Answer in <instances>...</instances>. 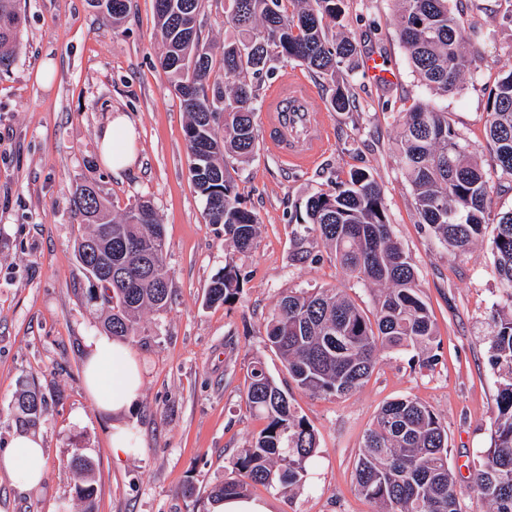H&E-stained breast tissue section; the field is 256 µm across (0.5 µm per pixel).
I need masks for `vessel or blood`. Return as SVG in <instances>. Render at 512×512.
<instances>
[{"label":"vessel or blood","mask_w":512,"mask_h":512,"mask_svg":"<svg viewBox=\"0 0 512 512\" xmlns=\"http://www.w3.org/2000/svg\"><path fill=\"white\" fill-rule=\"evenodd\" d=\"M315 94L307 77L291 71L278 80L262 105L267 148L285 167L313 166L328 142L330 127L312 105Z\"/></svg>","instance_id":"vessel-or-blood-1"}]
</instances>
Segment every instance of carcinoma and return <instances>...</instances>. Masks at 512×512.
<instances>
[{
  "label": "carcinoma",
  "mask_w": 512,
  "mask_h": 512,
  "mask_svg": "<svg viewBox=\"0 0 512 512\" xmlns=\"http://www.w3.org/2000/svg\"><path fill=\"white\" fill-rule=\"evenodd\" d=\"M103 17L120 22L128 0H89ZM305 7L289 10L288 5ZM396 30L413 72L438 94L455 91L472 66L469 46L483 36L474 24L464 38L448 0H394ZM345 0H226L227 22L240 38L224 42L220 56L202 44L198 18L205 0H154L155 24L167 72L187 114L185 135L190 174L210 224L224 225V239L246 255L255 247L259 218L244 207L226 169L228 157L247 160L258 146L256 110L264 79L279 73V63L294 61L309 74L335 86L331 108L349 109L353 87L346 74L358 57L345 33L329 36L327 23L344 14ZM20 15L18 0H0V69L15 61ZM486 134L496 166L512 177V70L491 92ZM399 161L414 193L416 223L425 224L461 257L484 236L492 205L490 178L471 155L466 138L448 112L419 101L402 115ZM71 210L89 226L77 242L101 240L130 247L112 249V286L100 285L112 306L104 326L123 339L141 334V315L162 311L171 300L165 270L163 228L154 206L142 201L112 216L103 190L87 181L76 186ZM300 239L334 255L351 276L375 289L374 309L365 311L337 288L290 290L278 300L265 327L270 348L281 356L289 377L312 396L342 397L359 390L379 365L384 349L415 351L422 367L438 361L436 328L419 294L415 270L393 237L382 187L370 170H357L333 191L310 196ZM503 306L497 311L490 345L493 366L504 372L495 399L490 445L478 460L469 485L485 512H512V209L497 215L490 242ZM241 288L240 272L229 262L207 290L210 305L224 304ZM246 399L266 426L252 437L233 463L235 476L216 485L209 498L245 496L263 485L293 489L307 475L318 440L296 414L282 390L256 358ZM16 408L30 418L44 412L34 390L22 391ZM67 466L84 478L77 495L90 503L96 493L92 462L73 449ZM357 492L376 512H462L448 467V430L437 414L411 397L384 404L364 434L355 462Z\"/></svg>",
  "instance_id": "1"
}]
</instances>
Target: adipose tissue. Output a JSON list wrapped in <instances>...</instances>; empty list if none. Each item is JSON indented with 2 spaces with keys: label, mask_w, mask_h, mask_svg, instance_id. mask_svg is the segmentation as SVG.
<instances>
[{
  "label": "adipose tissue",
  "mask_w": 512,
  "mask_h": 512,
  "mask_svg": "<svg viewBox=\"0 0 512 512\" xmlns=\"http://www.w3.org/2000/svg\"><path fill=\"white\" fill-rule=\"evenodd\" d=\"M103 163L113 173L129 168L135 160V133L126 116L118 114L97 133ZM86 389L96 409L113 419L112 452L122 457L142 454L143 449L123 421L142 395L143 378L131 348L106 333L87 337L84 352ZM0 471L19 487L39 486L45 474V449L40 437L15 436L0 452Z\"/></svg>",
  "instance_id": "obj_1"
}]
</instances>
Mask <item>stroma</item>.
<instances>
[{
  "mask_svg": "<svg viewBox=\"0 0 512 512\" xmlns=\"http://www.w3.org/2000/svg\"><path fill=\"white\" fill-rule=\"evenodd\" d=\"M479 2V12L450 4L462 27L480 23L485 37L459 87L438 96L421 85L399 44L392 0H347L341 26H330V33L346 32L361 56L380 55L394 79L375 85L363 70L354 71L347 112L332 111L333 87L316 83L314 106L326 114L331 135L315 167L287 169L265 149L252 160L230 162L243 206L260 218L256 246L242 256L226 247L223 225L203 219L189 175L186 114L159 64L154 0H129L117 24L88 0H22L16 59L0 71V449L31 430L43 439L47 469L29 491L0 473V512H213L211 488L230 477L236 453L265 426L245 396L256 357L288 390L319 442L302 486L287 493L252 489L272 512H375L355 490V461L379 409L403 396L439 416L462 512H482L468 487L489 446L502 380L489 362L501 285L488 242L454 259L427 225L416 223L397 157L400 112L428 100L447 110L470 150L491 167L488 96L512 70V25L504 20L512 0ZM117 113L134 129L136 158L115 174L101 163L96 136ZM366 168L382 185L391 231L417 272L436 323L439 361L428 369L412 351H387L358 391L314 397L289 378L279 354L266 346L264 329L291 288H341L372 309V291L330 254L297 258L307 198ZM86 180L98 182L116 215L151 201L164 232L171 302L146 313L142 334L127 340L143 374L142 396L124 417L144 448L131 458L113 456L112 420L97 413L83 383L84 340L102 331L104 314L89 298L75 248L84 227L69 205L75 185ZM229 260L241 273V291L209 305L207 288ZM27 386L46 401L31 426L14 409ZM76 448L95 462L89 506L77 499L78 478L65 466Z\"/></svg>",
  "mask_w": 512,
  "mask_h": 512,
  "instance_id": "stroma-1",
  "label": "stroma"
}]
</instances>
